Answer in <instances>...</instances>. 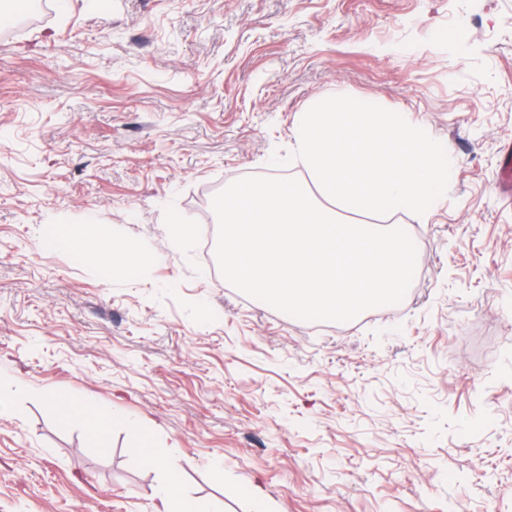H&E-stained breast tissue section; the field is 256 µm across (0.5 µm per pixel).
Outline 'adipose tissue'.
<instances>
[{
    "mask_svg": "<svg viewBox=\"0 0 512 512\" xmlns=\"http://www.w3.org/2000/svg\"><path fill=\"white\" fill-rule=\"evenodd\" d=\"M51 245L61 251L80 250L100 259L113 272L131 270L144 275L154 263L153 257L133 242L114 239L111 230L91 221L79 235L68 226H58ZM141 454L148 464L166 469L164 482L155 496L154 512H212L209 500L184 495L176 468L167 463L165 449L151 446L142 449Z\"/></svg>",
    "mask_w": 512,
    "mask_h": 512,
    "instance_id": "obj_1",
    "label": "adipose tissue"
}]
</instances>
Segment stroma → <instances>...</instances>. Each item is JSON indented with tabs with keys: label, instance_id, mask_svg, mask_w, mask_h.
<instances>
[{
	"label": "stroma",
	"instance_id": "1",
	"mask_svg": "<svg viewBox=\"0 0 512 512\" xmlns=\"http://www.w3.org/2000/svg\"><path fill=\"white\" fill-rule=\"evenodd\" d=\"M47 2L0 37V512H153L146 441L216 512L255 489L270 512H512V0ZM332 95L423 120L460 167L410 225L406 310L318 328L213 276L199 198L274 172ZM90 216L151 274L48 247ZM174 216L197 230L177 247ZM77 397L119 415L108 453L57 415Z\"/></svg>",
	"mask_w": 512,
	"mask_h": 512
}]
</instances>
